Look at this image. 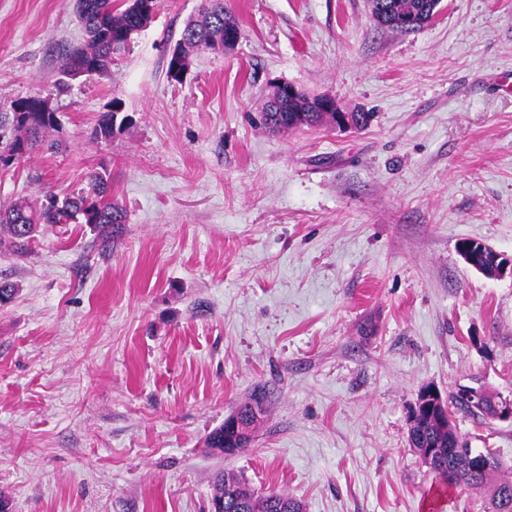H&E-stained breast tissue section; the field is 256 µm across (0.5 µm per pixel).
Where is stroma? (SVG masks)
I'll use <instances>...</instances> for the list:
<instances>
[{
  "instance_id": "1",
  "label": "stroma",
  "mask_w": 512,
  "mask_h": 512,
  "mask_svg": "<svg viewBox=\"0 0 512 512\" xmlns=\"http://www.w3.org/2000/svg\"><path fill=\"white\" fill-rule=\"evenodd\" d=\"M240 40L167 55L203 0H156L108 75L59 88L73 0H0V110L51 95L63 147L0 169V203L111 174L110 243L85 224L0 244V491L13 512H210L215 477L304 512H480L407 442L422 387L512 398V0H441L419 31L368 0H224ZM372 113L363 129L265 128L271 83ZM119 101L127 127L99 143ZM233 456L209 432L255 390ZM512 479V424L456 412ZM115 112H120V110L115 104H113L112 111H105L102 113L97 126L94 129V136L96 139L108 141L111 140L116 133L123 130L124 122L127 117L123 116L117 125V119L115 121Z\"/></svg>"
}]
</instances>
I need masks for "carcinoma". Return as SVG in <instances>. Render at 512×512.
<instances>
[{"mask_svg": "<svg viewBox=\"0 0 512 512\" xmlns=\"http://www.w3.org/2000/svg\"><path fill=\"white\" fill-rule=\"evenodd\" d=\"M388 11L377 24L400 32H413L430 22L441 0H384ZM75 8L84 30V43L61 51L60 73L69 79L76 65L84 60L94 64L86 76H103L112 66L115 56L127 49L129 36L147 28L152 19L137 10V0H75ZM416 24L407 27L404 17ZM238 28L236 19L224 8V0H206L197 16L185 25L179 44L183 60L197 51L210 49L224 41V28ZM24 112L0 113V169L11 167L30 157L45 146V136L59 130L58 114L37 111L38 96L19 99ZM266 125L276 130L316 126L324 121L316 101L284 100L280 111L263 115ZM125 119L115 121V113L105 111L94 129L97 139L108 141L121 132ZM110 175L94 171L88 177L89 189L77 195L44 196L38 204L27 197H18L6 205L0 204V229L4 242L16 251L25 250L45 224H88L106 232L114 224L123 223V213L106 199ZM408 444L420 448H436L438 456L428 467L438 482L448 488L465 486L481 495L486 512H512L502 508V495L512 499V480H494L502 468V460L490 451H475L468 447L453 424L443 428L420 416L408 428ZM214 497L224 499V512H303L297 499L282 492L259 496L243 480L220 475Z\"/></svg>", "mask_w": 512, "mask_h": 512, "instance_id": "obj_1", "label": "carcinoma"}]
</instances>
